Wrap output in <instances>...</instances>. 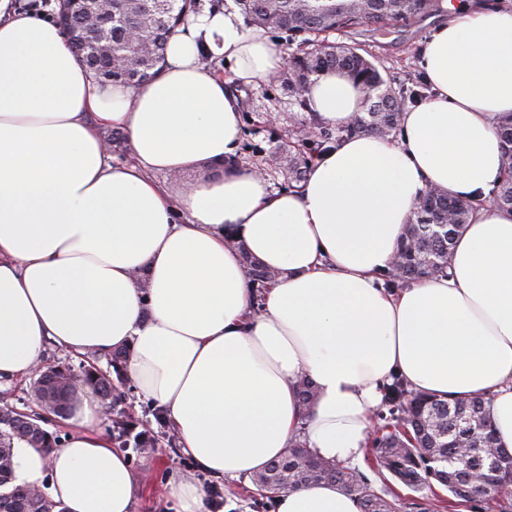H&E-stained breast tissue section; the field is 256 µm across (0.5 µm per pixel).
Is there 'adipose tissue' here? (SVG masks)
<instances>
[{
  "instance_id": "1",
  "label": "adipose tissue",
  "mask_w": 512,
  "mask_h": 512,
  "mask_svg": "<svg viewBox=\"0 0 512 512\" xmlns=\"http://www.w3.org/2000/svg\"><path fill=\"white\" fill-rule=\"evenodd\" d=\"M207 57L229 75L207 72ZM420 59L434 93L402 112L397 137L345 139L297 190L239 165L174 197L154 173L237 157L230 86L280 72L276 44L245 28L233 0L204 5L171 34L159 77L104 85L56 23L0 0V380L31 375L48 339L75 354L129 347L139 395L217 479L255 474L297 436L324 459L361 460L396 377L438 398L490 399L512 453V212L491 202L497 123L512 113V9L461 6ZM309 97L319 121L343 126L363 92L329 71ZM107 128L126 134L129 162L112 163ZM431 187L481 207L447 274L385 288ZM244 249L279 274L257 312ZM303 375L316 386L305 417ZM97 416L84 398L50 454L17 444V484L47 486L66 512H132L140 482ZM276 512L361 507L323 482L279 494Z\"/></svg>"
}]
</instances>
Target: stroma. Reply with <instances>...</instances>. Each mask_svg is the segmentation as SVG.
<instances>
[{"label":"stroma","instance_id":"35a3bbf8","mask_svg":"<svg viewBox=\"0 0 512 512\" xmlns=\"http://www.w3.org/2000/svg\"><path fill=\"white\" fill-rule=\"evenodd\" d=\"M456 3L457 0H440L439 9L390 29L386 36L367 40L368 53L392 79L421 74L419 50ZM238 93L243 122L239 160L243 166L266 174L274 188H284V178L268 165V156L287 143L289 129L308 123L309 115L273 79L255 87H239ZM123 454L143 485L134 512H177V504L167 499L165 492L166 480L177 472L194 473L207 491L218 493L224 500L223 512H276L274 499L268 498L252 480L226 482L195 471L191 459L180 447L170 446L166 436H159L156 447L127 448ZM355 469L376 493L394 500L396 512H448L445 506L448 493L441 485L418 490L406 488L389 474L379 472L367 457L356 463Z\"/></svg>","mask_w":512,"mask_h":512}]
</instances>
